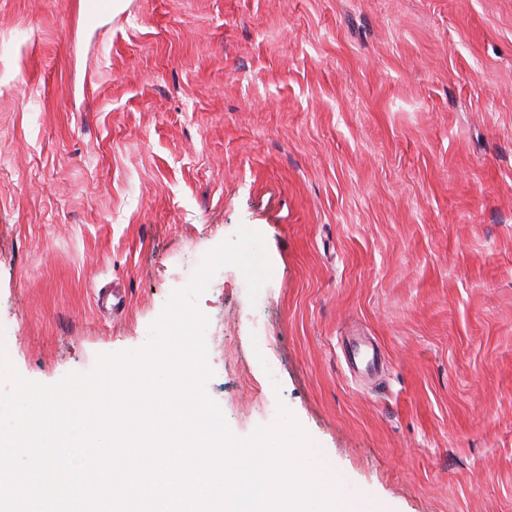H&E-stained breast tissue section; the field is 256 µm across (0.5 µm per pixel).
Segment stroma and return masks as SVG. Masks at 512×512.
<instances>
[{
    "label": "stroma",
    "instance_id": "obj_1",
    "mask_svg": "<svg viewBox=\"0 0 512 512\" xmlns=\"http://www.w3.org/2000/svg\"><path fill=\"white\" fill-rule=\"evenodd\" d=\"M84 3L0 0L16 372L143 347L245 226L257 300H196L232 433L279 398L381 512H512V0Z\"/></svg>",
    "mask_w": 512,
    "mask_h": 512
}]
</instances>
